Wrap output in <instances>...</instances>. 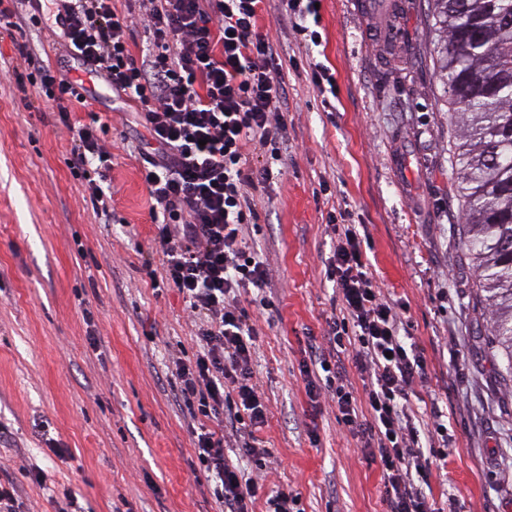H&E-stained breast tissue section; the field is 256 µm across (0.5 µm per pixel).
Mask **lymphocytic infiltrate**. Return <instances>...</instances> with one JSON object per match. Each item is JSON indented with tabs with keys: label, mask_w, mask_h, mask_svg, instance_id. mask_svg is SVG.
<instances>
[{
	"label": "lymphocytic infiltrate",
	"mask_w": 512,
	"mask_h": 512,
	"mask_svg": "<svg viewBox=\"0 0 512 512\" xmlns=\"http://www.w3.org/2000/svg\"><path fill=\"white\" fill-rule=\"evenodd\" d=\"M64 17V44L78 70L90 71L118 100L140 109L152 152L144 181L156 203L152 219L165 278L196 320L197 353L174 357L176 397L191 419L196 457L215 481L225 512H253L258 486L224 456L225 435L265 467L260 432L266 408L253 381L256 329L242 292L263 290L266 269L250 251L244 227L259 220L257 191L288 149L287 92L257 20L264 0H139L149 39L142 60L131 53L133 29L112 0H51ZM34 88L72 134L70 170L101 216L112 211L104 183L112 156L95 124L72 122L86 96L69 70L41 73ZM264 153L252 169L247 149ZM326 274L341 307L326 348H313L310 372L325 374L338 420L378 458L387 512H437L423 490L428 468L421 432L407 413L423 359L398 331V312L376 285L354 225L333 227ZM366 374L368 417L343 382L346 359Z\"/></svg>",
	"instance_id": "lymphocytic-infiltrate-1"
}]
</instances>
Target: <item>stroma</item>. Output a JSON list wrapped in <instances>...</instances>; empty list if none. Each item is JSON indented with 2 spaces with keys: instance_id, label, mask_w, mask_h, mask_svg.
Segmentation results:
<instances>
[{
  "instance_id": "obj_1",
  "label": "stroma",
  "mask_w": 512,
  "mask_h": 512,
  "mask_svg": "<svg viewBox=\"0 0 512 512\" xmlns=\"http://www.w3.org/2000/svg\"><path fill=\"white\" fill-rule=\"evenodd\" d=\"M319 15L322 41L310 49L280 0L259 14L288 91L283 174L246 236L267 272L270 305L251 313L270 457L257 470L231 440L225 455L263 493H298L304 512H386L379 463L304 375L340 305L325 265L329 216L344 210L425 364L410 414L431 424L433 408L448 413L446 429L430 432L428 496L444 512H512V379L459 234L453 123L424 0H321ZM48 41L30 25L0 33V470L28 512H53L64 488L76 512H221L170 381L173 353L197 350L194 317L176 289L153 288L144 264L157 244L143 129L99 81L73 114L98 117L112 155V217L101 220L70 172V132L17 88L29 72L20 47L54 64ZM313 60L336 77L332 103L310 81Z\"/></svg>"
}]
</instances>
